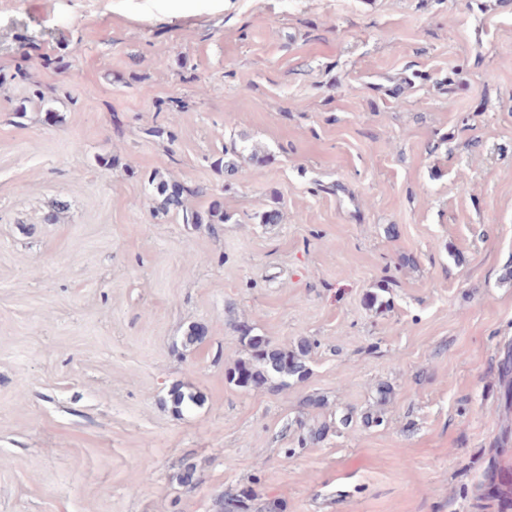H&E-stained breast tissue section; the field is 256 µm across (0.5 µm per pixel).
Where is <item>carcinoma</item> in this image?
<instances>
[{
	"instance_id": "cac0c4a2",
	"label": "carcinoma",
	"mask_w": 512,
	"mask_h": 512,
	"mask_svg": "<svg viewBox=\"0 0 512 512\" xmlns=\"http://www.w3.org/2000/svg\"><path fill=\"white\" fill-rule=\"evenodd\" d=\"M244 161V156L233 144L224 148V157L218 159V166L224 168L227 175L233 176ZM148 185L161 198L160 208L166 213L173 211L180 215L185 224H226L231 220V216L224 212V206L218 201L211 204L205 217L189 208L186 204L187 197L201 193L199 188L177 184L158 173L149 175ZM244 340L249 347L250 357L238 360L227 372L228 381L234 385L248 388L277 380L280 387L286 388L288 380H301L309 373L308 359L313 349L310 340H300L292 350L271 346L270 340L265 336L246 334ZM249 498V492L244 491L238 496L223 498L219 507L221 512H248Z\"/></svg>"
}]
</instances>
